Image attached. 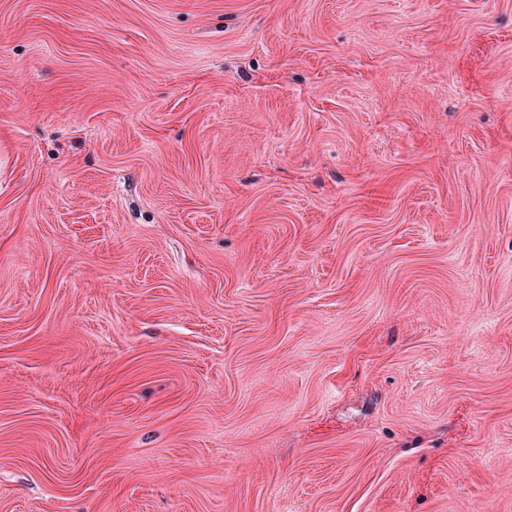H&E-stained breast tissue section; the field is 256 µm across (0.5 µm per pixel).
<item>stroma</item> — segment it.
<instances>
[{
	"instance_id": "obj_1",
	"label": "stroma",
	"mask_w": 512,
	"mask_h": 512,
	"mask_svg": "<svg viewBox=\"0 0 512 512\" xmlns=\"http://www.w3.org/2000/svg\"><path fill=\"white\" fill-rule=\"evenodd\" d=\"M0 512H512V0H0Z\"/></svg>"
}]
</instances>
